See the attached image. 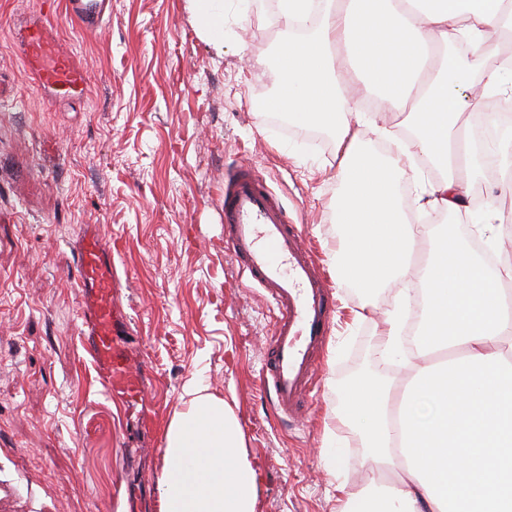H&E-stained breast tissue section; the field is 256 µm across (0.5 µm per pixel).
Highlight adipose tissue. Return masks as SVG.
<instances>
[{
	"label": "adipose tissue",
	"mask_w": 512,
	"mask_h": 512,
	"mask_svg": "<svg viewBox=\"0 0 512 512\" xmlns=\"http://www.w3.org/2000/svg\"><path fill=\"white\" fill-rule=\"evenodd\" d=\"M196 28L224 51V0H187ZM512 33V0H328L320 25L276 53L271 106L330 131L346 186L336 202L341 242L330 264L339 284L379 295L409 276L382 313L380 358L402 361L400 384L365 375L343 387L341 421L369 468L395 482H338L336 512H512V256L475 249L444 224H413L396 189L399 158L362 145L360 91L408 108L411 145L437 171L420 199L467 211L461 168L495 164L512 186V134L467 144L460 119L485 98L512 92V56L485 49L490 31ZM476 51L439 57L449 42ZM165 432L159 512H256L257 484L240 426L203 381Z\"/></svg>",
	"instance_id": "obj_1"
}]
</instances>
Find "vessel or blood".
<instances>
[{"label":"vessel or blood","mask_w":512,"mask_h":512,"mask_svg":"<svg viewBox=\"0 0 512 512\" xmlns=\"http://www.w3.org/2000/svg\"><path fill=\"white\" fill-rule=\"evenodd\" d=\"M108 0H66V11L88 32L105 24ZM20 38L25 62L55 98L87 93L85 74L60 49L45 24L26 27ZM224 242L251 284L266 292L277 314L261 380L275 408L301 416L317 371V356L329 334L332 297L303 233L279 197L250 165L224 175ZM76 283L81 293L78 327L104 392L126 404L142 400L137 359L126 340L130 324L118 303L121 280L112 252L96 225L82 228L74 245Z\"/></svg>","instance_id":"b4317fda"}]
</instances>
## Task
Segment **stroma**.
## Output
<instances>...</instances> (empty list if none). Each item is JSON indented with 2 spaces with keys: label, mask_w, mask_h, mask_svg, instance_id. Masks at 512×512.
<instances>
[{
  "label": "stroma",
  "mask_w": 512,
  "mask_h": 512,
  "mask_svg": "<svg viewBox=\"0 0 512 512\" xmlns=\"http://www.w3.org/2000/svg\"><path fill=\"white\" fill-rule=\"evenodd\" d=\"M224 16L219 55L186 0H112L96 33L59 2L47 14L42 0H0V512H92L99 502L158 512L165 430L194 378L238 420L256 512H336L337 482L370 474L338 417L342 387L379 373L377 325L398 287H385L375 310L335 287L318 388L303 421L279 418L260 387L274 312L224 245V168L255 166L324 267L343 185L332 138L275 124L267 110L278 48L310 28L285 29L277 0H226ZM41 18L86 72V99L52 101L24 63L14 34ZM365 104L361 141L375 147L385 126L399 147L404 113L381 111L370 94ZM469 206L512 226V192L497 177L474 178ZM86 224L112 251L130 342L146 360L135 407L103 393L78 337L71 251ZM330 435L348 444L334 468L320 454Z\"/></svg>",
  "instance_id": "1"
}]
</instances>
